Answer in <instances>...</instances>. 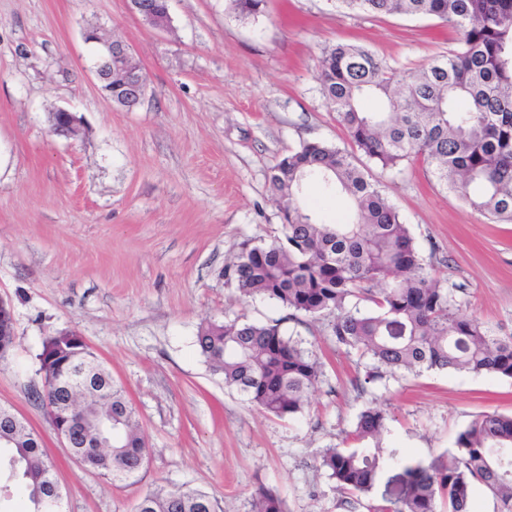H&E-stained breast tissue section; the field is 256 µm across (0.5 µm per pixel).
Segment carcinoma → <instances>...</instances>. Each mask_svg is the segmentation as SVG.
Wrapping results in <instances>:
<instances>
[{"mask_svg": "<svg viewBox=\"0 0 512 512\" xmlns=\"http://www.w3.org/2000/svg\"><path fill=\"white\" fill-rule=\"evenodd\" d=\"M240 19L263 12L265 0H229ZM374 15L433 16L454 26L458 47L416 71L398 73L370 51L337 44L324 49L319 81L351 141L383 169L423 157L438 182L487 219L512 224V0H336ZM377 96L383 112L363 109ZM317 181L348 199L345 222L320 220L301 200ZM282 236L244 245L224 264L225 284L290 311V318L330 317L336 345L369 360L363 383L397 372L458 370L512 379V332L499 334L461 313V288L448 287L426 265L409 228L379 185L351 155L307 142L282 157L269 176ZM365 298L372 308L359 307ZM196 345L224 386L279 419L308 408L322 364L280 321L209 322ZM39 371L64 375L48 390L56 421L81 429L71 453L114 481L143 470L148 457L133 407L108 369L78 336H48ZM385 413L366 407L351 436L355 448H327L319 468L348 495L370 493L397 450L382 447ZM0 467L20 482L29 512H43L58 485L41 441L23 421L0 410ZM494 496L495 512H512V415L486 412L456 438L455 453L403 466L398 495L369 512H473L476 485ZM200 490L156 488L135 512H217ZM251 512H288L284 499L258 491Z\"/></svg>", "mask_w": 512, "mask_h": 512, "instance_id": "obj_1", "label": "carcinoma"}]
</instances>
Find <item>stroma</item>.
<instances>
[{"mask_svg": "<svg viewBox=\"0 0 512 512\" xmlns=\"http://www.w3.org/2000/svg\"><path fill=\"white\" fill-rule=\"evenodd\" d=\"M155 29L129 0H0V297L15 344L0 366V406L39 435L63 512H134L149 490L199 489L224 512L276 491L288 512H367L343 505L317 461L342 446L358 413H386L382 445L427 462L454 451L484 412L512 414V379L426 372L357 384L365 359L339 348L327 320L300 324L224 282L242 245L281 233L268 175L306 141L354 149L318 80L324 47H363L399 71L457 46L432 17L372 15L335 0H267L236 18L227 0H169ZM122 40L147 76L143 102L113 106L84 31ZM66 108L73 138L50 130ZM441 278L461 286L464 314L512 331V224L490 223L417 157L387 171L363 155ZM280 321L319 358L322 381L303 415L281 420L226 389L197 350L207 322ZM60 330L82 336L125 391L146 442L138 477L112 482L56 436L37 354Z\"/></svg>", "mask_w": 512, "mask_h": 512, "instance_id": "stroma-1", "label": "stroma"}]
</instances>
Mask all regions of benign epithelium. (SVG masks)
Here are the masks:
<instances>
[{
    "label": "benign epithelium",
    "mask_w": 512,
    "mask_h": 512,
    "mask_svg": "<svg viewBox=\"0 0 512 512\" xmlns=\"http://www.w3.org/2000/svg\"><path fill=\"white\" fill-rule=\"evenodd\" d=\"M84 39L88 43L98 45V52L94 65V72L107 96H112V58L125 60V69L121 76L119 90L122 97L134 108L139 106L145 96L146 84L143 74L135 67L133 57L127 46L102 38L98 31L90 28L84 32ZM52 130L61 135L74 136L78 133V119L67 109L58 108L52 112Z\"/></svg>",
    "instance_id": "obj_1"
}]
</instances>
